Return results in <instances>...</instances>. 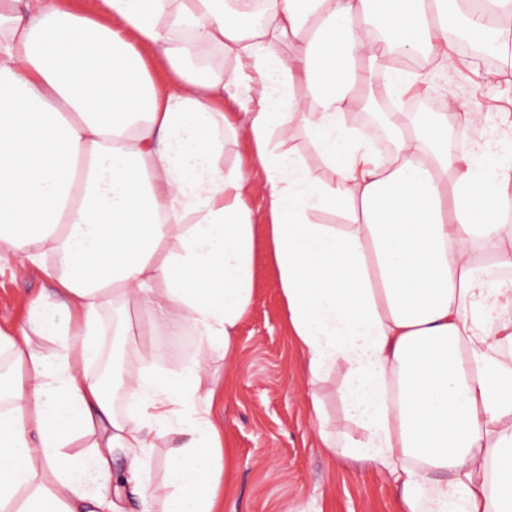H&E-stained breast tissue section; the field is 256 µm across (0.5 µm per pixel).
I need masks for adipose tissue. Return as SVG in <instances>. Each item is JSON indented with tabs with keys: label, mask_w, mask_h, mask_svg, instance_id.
<instances>
[{
	"label": "adipose tissue",
	"mask_w": 512,
	"mask_h": 512,
	"mask_svg": "<svg viewBox=\"0 0 512 512\" xmlns=\"http://www.w3.org/2000/svg\"><path fill=\"white\" fill-rule=\"evenodd\" d=\"M96 3L91 17L0 0V247L55 283L27 330L0 331V512H120L99 494L110 480L140 512H224L217 382L196 358L149 362L187 329L235 358L260 217L309 406L322 417L316 386L342 368L362 432L320 431L324 446L394 475L404 512H512V280L489 273L512 268V165L450 139L436 112L386 113V156L347 119L373 77L398 99L422 82L398 49L447 62L448 0ZM461 19L512 68V0ZM297 131L330 178L289 149ZM241 135L266 175L259 216L248 173L222 163ZM118 305L142 313L125 418L93 370ZM79 434L89 456L68 452Z\"/></svg>",
	"instance_id": "1"
}]
</instances>
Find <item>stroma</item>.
Here are the masks:
<instances>
[{
  "mask_svg": "<svg viewBox=\"0 0 512 512\" xmlns=\"http://www.w3.org/2000/svg\"><path fill=\"white\" fill-rule=\"evenodd\" d=\"M415 66L426 73L428 89L454 92L459 113L481 105V124L463 131L449 126L452 137L496 142L503 161H512L511 70L478 52L465 61L449 53L440 68L421 59ZM250 157L246 138L224 148L225 167L249 169L250 205L259 214L265 205V174L251 166ZM253 276L254 299L238 327L233 365L196 341L186 355L164 350L154 360L156 371L164 374L195 357L218 381L222 435L233 457L224 512H402L399 492L384 470L335 457L324 448L306 400L305 358L288 332L277 274L261 238ZM49 285L21 256L1 249L0 330L25 328L30 302Z\"/></svg>",
  "mask_w": 512,
  "mask_h": 512,
  "instance_id": "obj_1",
  "label": "stroma"
}]
</instances>
